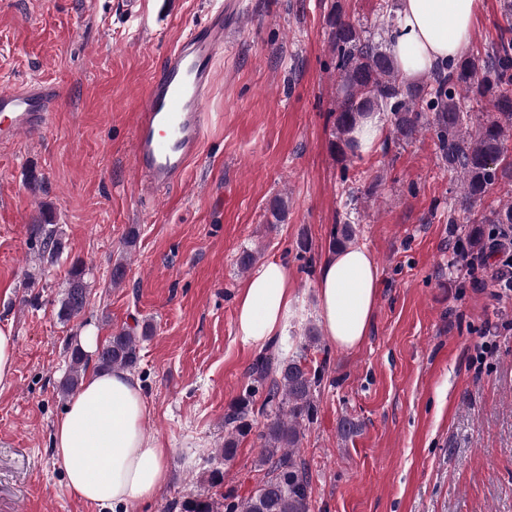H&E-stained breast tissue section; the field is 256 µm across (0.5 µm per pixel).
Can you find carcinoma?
Masks as SVG:
<instances>
[{
	"label": "carcinoma",
	"instance_id": "carcinoma-1",
	"mask_svg": "<svg viewBox=\"0 0 512 512\" xmlns=\"http://www.w3.org/2000/svg\"><path fill=\"white\" fill-rule=\"evenodd\" d=\"M503 23L497 36L475 53L436 65L420 82L405 80L386 51L384 39L352 22L343 0H331L326 16L339 86L330 116L331 148L343 161L356 156L353 132L375 112L390 114L396 141H410L424 131L436 145L448 175L461 182L458 195L448 202V223L466 224L468 248L459 256L476 255L485 261L512 251V203L487 212L476 207L501 183H512V163L505 162L512 136V0H500ZM396 2L383 0L374 27L385 33L394 19ZM41 257L51 264L61 252V242L49 220L31 225ZM355 237L354 225L345 222L332 233L330 246L341 250ZM89 288L83 271H71L57 315L68 321L86 306ZM150 335L123 328L97 347V367L133 370L139 363L141 341ZM319 342L311 329L286 352L273 351L271 343L249 368L243 393L224 413V448L219 456L229 462L240 439L252 430L254 414L264 418L257 434L261 452L257 466L264 476L247 496H223V501L198 496L181 505L182 512H310V476L298 452L303 430L317 413V395L326 363H306L310 347ZM88 355L71 348L70 373L61 385L68 394L79 388ZM262 397L255 407V397Z\"/></svg>",
	"mask_w": 512,
	"mask_h": 512
}]
</instances>
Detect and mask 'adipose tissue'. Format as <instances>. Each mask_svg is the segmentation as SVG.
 Listing matches in <instances>:
<instances>
[{"label":"adipose tissue","instance_id":"obj_1","mask_svg":"<svg viewBox=\"0 0 512 512\" xmlns=\"http://www.w3.org/2000/svg\"><path fill=\"white\" fill-rule=\"evenodd\" d=\"M479 0H398L387 45L404 77L426 75L435 62L466 55ZM378 268L370 252L350 246L319 266V317L339 347H357L371 327ZM293 300L291 275L281 261L264 263L246 281L237 301L236 333L246 344L275 336ZM151 411L128 371L92 369L71 396L52 434L66 486L101 512H121L150 500L167 478L168 449L144 429Z\"/></svg>","mask_w":512,"mask_h":512}]
</instances>
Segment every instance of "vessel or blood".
I'll return each mask as SVG.
<instances>
[{"instance_id": "obj_1", "label": "vessel or blood", "mask_w": 512, "mask_h": 512, "mask_svg": "<svg viewBox=\"0 0 512 512\" xmlns=\"http://www.w3.org/2000/svg\"><path fill=\"white\" fill-rule=\"evenodd\" d=\"M238 11V0H222L166 54L150 78L133 132L137 187L143 195L170 190L198 156L214 65L224 56L226 27ZM59 96V89L42 84L1 89L0 142L43 131Z\"/></svg>"}]
</instances>
